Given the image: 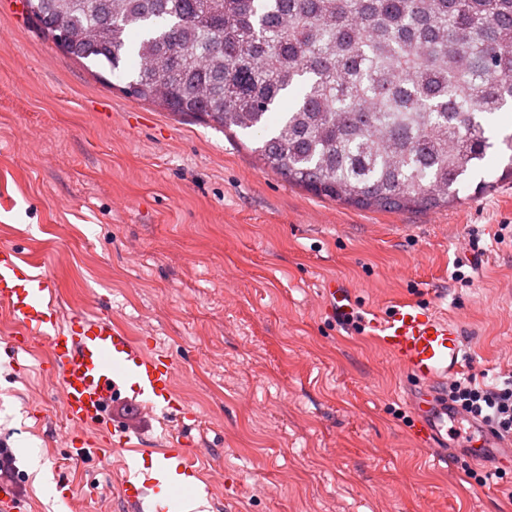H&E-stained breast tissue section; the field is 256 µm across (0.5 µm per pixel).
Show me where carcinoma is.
Segmentation results:
<instances>
[{"mask_svg": "<svg viewBox=\"0 0 512 512\" xmlns=\"http://www.w3.org/2000/svg\"><path fill=\"white\" fill-rule=\"evenodd\" d=\"M65 53L170 112L255 133L292 184L424 211L495 147L512 108V0H26Z\"/></svg>", "mask_w": 512, "mask_h": 512, "instance_id": "1", "label": "carcinoma"}]
</instances>
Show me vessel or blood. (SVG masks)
Segmentation results:
<instances>
[{
	"mask_svg": "<svg viewBox=\"0 0 512 512\" xmlns=\"http://www.w3.org/2000/svg\"><path fill=\"white\" fill-rule=\"evenodd\" d=\"M50 292L48 279L34 274L18 250L0 247V306L24 344L45 347V365L60 383L69 420L80 429H97L94 439L79 431L71 442L90 443L102 457L115 450L139 452L137 434L107 417L109 405L129 392L137 396V408L148 407L181 422L192 420V412L173 391L177 368L170 355L148 352L111 316L75 312L62 319L48 299ZM367 326L406 375L412 388L414 435L425 449L447 447L454 424L462 439L476 438L474 461L483 463L494 455L512 459V437L500 438L448 408V383L462 372L468 356L456 321L401 300L388 313L373 315ZM122 469L120 493L131 512H138L147 495L153 512H178L179 502L210 492L189 447L164 449L151 477H139L127 463Z\"/></svg>",
	"mask_w": 512,
	"mask_h": 512,
	"instance_id": "obj_1",
	"label": "vessel or blood"
}]
</instances>
